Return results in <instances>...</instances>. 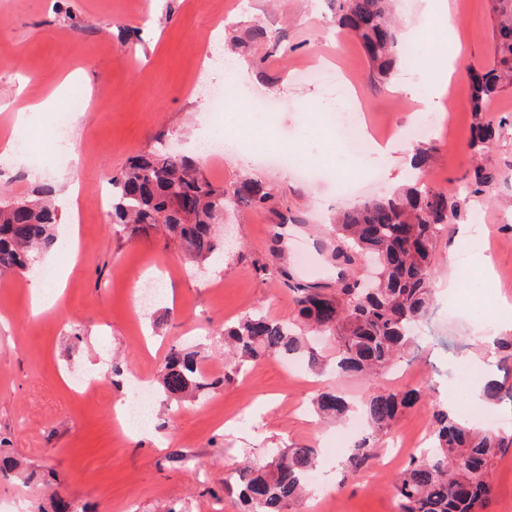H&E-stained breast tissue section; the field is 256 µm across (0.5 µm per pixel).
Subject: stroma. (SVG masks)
Segmentation results:
<instances>
[{
    "mask_svg": "<svg viewBox=\"0 0 512 512\" xmlns=\"http://www.w3.org/2000/svg\"><path fill=\"white\" fill-rule=\"evenodd\" d=\"M450 5L468 59L451 75L447 92L428 102L394 94L405 82L401 69L382 82L372 79L361 42L333 25L327 0H152L144 22L132 15L131 0H0V21L10 31L0 39V145L11 138L16 102L50 94L63 102L57 88L67 75L74 79L72 92L93 88L88 110L74 117L69 133L73 166L53 164L51 143L38 167L14 152L0 156V188L8 196H25L41 185L59 194L68 180L78 185L75 201L60 208L57 233L68 248L43 256L37 272L0 277V453L16 464L8 478H0V512H50L59 496L84 512H165L173 505L183 512H244L239 499L225 492V482L235 480L243 459L264 461L269 449L289 446L315 448L321 478L289 512L326 505V487L333 512H395L393 482L409 453L387 468L373 463L361 478L344 476L345 451L333 445L340 426L320 423L311 407L335 380L301 363L269 356L215 391L158 403L153 424L121 441L109 423L112 406L127 395V376L155 369L171 346L205 352L203 369L223 375L224 351L212 336L226 323L255 310L290 322L297 316L291 283L335 287L346 267L335 256L331 222L357 196L337 195L333 177L304 178L233 152L207 160L200 171L215 186L229 189L247 176L272 187L275 205L226 213L232 244L222 264L204 267L164 249L155 234L118 231L99 200L110 177L157 142L191 154L196 135L211 122L197 83L212 42L236 44L233 57L256 88L282 104L268 133V153L299 143L310 120L327 125L320 89L300 75L315 60L347 70L364 104L366 134L388 138L389 157H355L359 172L381 173L368 195L406 187L420 145L431 150L423 168L427 184L451 189L469 181V71L493 59V21L490 0ZM258 24L266 37H253ZM279 39L294 45V52L281 55ZM423 112L437 114L436 129L423 141L407 139L405 130ZM486 117L503 124L482 155L483 167L498 178L472 205L483 212L492 274L471 275L470 284L485 312L481 319L496 323L512 307V89L489 103ZM280 223L285 236L276 242L271 230ZM471 225L468 217L448 225L438 247L432 275L438 348L463 341L481 320L456 308L446 288L459 262L470 258L472 247L460 230ZM262 263L267 272H258ZM346 269L359 277L367 273L359 263ZM61 276L66 285L60 298L47 312L32 314L34 283L50 292ZM150 276L163 278L166 298L141 311L135 292ZM79 373L109 385L98 396L79 397L70 383ZM378 384L422 393L380 440L383 449L395 437L429 433L435 403H450L463 417L476 412L464 393L450 389L449 379L423 368L403 378L384 371ZM176 450L186 461H172Z\"/></svg>",
    "mask_w": 512,
    "mask_h": 512,
    "instance_id": "1",
    "label": "stroma"
}]
</instances>
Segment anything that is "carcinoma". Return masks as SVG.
I'll return each instance as SVG.
<instances>
[{"instance_id":"obj_1","label":"carcinoma","mask_w":512,"mask_h":512,"mask_svg":"<svg viewBox=\"0 0 512 512\" xmlns=\"http://www.w3.org/2000/svg\"><path fill=\"white\" fill-rule=\"evenodd\" d=\"M333 22L363 45L372 70L384 78L400 63L403 46L390 0H329ZM494 18L493 61L489 69L471 76L470 110L475 122L468 148L476 155L496 136L485 119L489 100L512 87V0H491ZM495 179L492 172L474 169L473 186L450 192L415 179L409 187L383 197L366 199L336 219L338 254L344 263L368 261L373 279H343L333 291L312 284L297 286L298 323L275 322L260 313H247L224 324L217 341L229 347L231 361L224 378L209 380L200 369V352L173 348L159 370L162 392L176 399L190 391L215 388L231 381L251 363L268 356L308 354V364L321 371L325 363L306 350L303 329L335 337L336 358L330 370L338 379L362 375L370 383L361 410L369 432L348 450L344 473L361 475L377 459V437L385 435L420 390L385 391L373 386L379 371L414 357L413 329L433 301L432 266L444 225L468 212L471 198ZM112 224L132 235H162L164 248L178 250L197 263L224 260V245L216 225L224 208L253 211L268 208L270 188L251 178L231 190L216 187L187 156L160 146L136 155L110 179ZM58 208L51 192L0 203V274L25 275L36 268L41 254L56 247ZM502 376L483 381L481 397L496 403L512 395V336L497 341ZM317 412L341 420L352 409L337 390L320 393ZM428 447L411 455L398 474L395 498L399 512H485L493 498L492 465L512 446V435L475 427L437 403ZM317 467L312 448H286L267 462L249 463L238 483H224L237 494L247 512H288L308 486Z\"/></svg>"}]
</instances>
